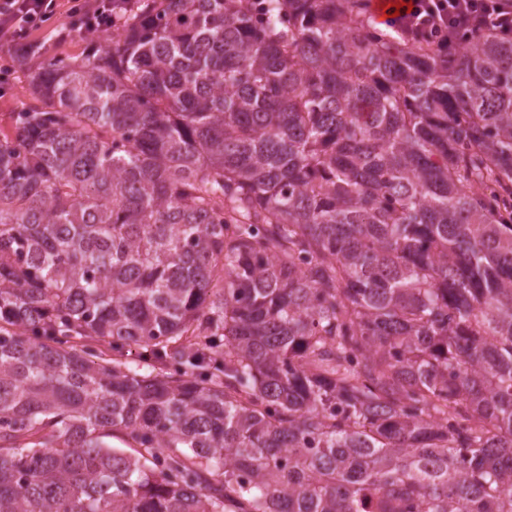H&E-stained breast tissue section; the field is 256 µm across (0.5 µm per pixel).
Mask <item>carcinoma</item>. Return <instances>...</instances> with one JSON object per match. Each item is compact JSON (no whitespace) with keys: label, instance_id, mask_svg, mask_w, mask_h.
Here are the masks:
<instances>
[{"label":"carcinoma","instance_id":"cac0c4a2","mask_svg":"<svg viewBox=\"0 0 512 512\" xmlns=\"http://www.w3.org/2000/svg\"><path fill=\"white\" fill-rule=\"evenodd\" d=\"M117 2L0 133V512H512V37Z\"/></svg>","mask_w":512,"mask_h":512}]
</instances>
